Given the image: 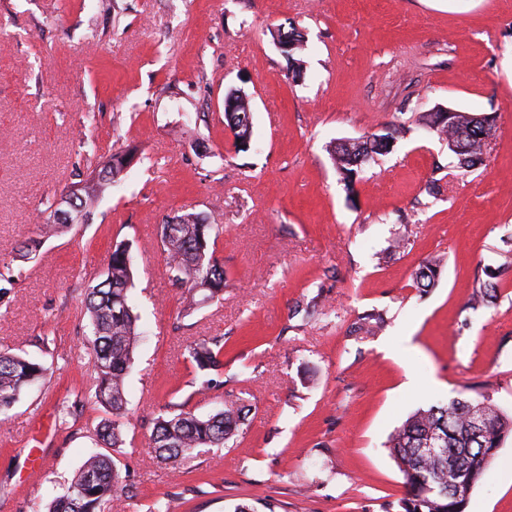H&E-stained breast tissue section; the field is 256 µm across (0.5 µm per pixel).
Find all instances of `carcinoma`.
<instances>
[{"mask_svg": "<svg viewBox=\"0 0 512 512\" xmlns=\"http://www.w3.org/2000/svg\"><path fill=\"white\" fill-rule=\"evenodd\" d=\"M293 42L288 51L292 72L300 74V59L306 41L291 26L277 29L276 41ZM227 127L233 134L237 151L246 149L252 140V104L247 96L237 98L233 111L224 112ZM418 127L450 145L459 168L470 171L481 165L488 141L484 127L467 112H458L443 120L438 112H429L415 119ZM393 133L354 139L334 146L333 159L341 180L352 182L362 167L378 155L390 151ZM137 156L131 145L112 148L97 165L80 174L81 185L72 211L74 224H87L93 219L97 199L119 183L130 171ZM55 202L37 214L38 237L55 236L66 224L55 219ZM176 231L160 233V244L166 255V272L171 285L186 292L184 315L195 312L200 304L218 300L224 294L227 277L224 263L216 255L218 229L204 216L185 212L172 217ZM504 262L487 268L485 277L474 281L468 301L471 309L489 306L497 297L500 283L512 269V236L502 239ZM443 269L442 260L427 258L414 272L416 287L422 291L433 288ZM132 257L128 244L120 242L112 250L103 279L88 283L84 306L90 335L87 350L94 373L92 398L102 406L105 417L90 429L89 438L96 451L82 463L65 489L56 492L47 504V512H112L123 490L121 469L116 454L125 444L128 424L127 377L134 365L139 316L134 312L132 297ZM385 319L377 311L358 318L353 333L370 335L383 327ZM190 361L202 372L197 392L215 387L210 372L220 373L224 367V346L217 339H198L187 347ZM53 374V365L6 347L0 349V413L12 409L20 397L35 386L44 385ZM484 408L483 428L475 432L469 417L473 406ZM245 407L237 402L224 404L214 413H196L179 408L159 416L154 423L151 440L158 458L172 466L198 448H223L237 437L245 424ZM512 438V413L494 403L483 387L465 386L447 402H437L411 413L390 435L387 448L403 476L404 496L399 501L403 512H467L471 491L462 485L448 487V472L454 470L463 478L480 483L492 465L494 448ZM439 440L438 450L425 451L427 442ZM81 488L79 495L71 488Z\"/></svg>", "mask_w": 512, "mask_h": 512, "instance_id": "1", "label": "carcinoma"}]
</instances>
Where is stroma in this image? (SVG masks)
Returning <instances> with one entry per match:
<instances>
[{"mask_svg":"<svg viewBox=\"0 0 512 512\" xmlns=\"http://www.w3.org/2000/svg\"><path fill=\"white\" fill-rule=\"evenodd\" d=\"M289 23L306 40L297 80L274 39ZM231 88L253 103L246 152L224 124ZM442 107L496 115L483 165L463 171L447 143L414 131L415 115ZM390 124L404 133L346 186L331 148ZM85 137L100 154L133 142L146 158L92 223L16 260L36 213L86 167ZM184 211L217 224L230 281L187 317L159 237ZM510 234L512 0H0V273L16 280L0 348L59 366L0 420V512H37L93 449L85 429L103 409L63 428L56 407L92 385L83 276L104 272L120 241L146 331L127 385L124 512L166 498L175 512H399L385 442L411 412L472 384L512 411V274L489 306L467 305ZM400 237L406 250L378 263ZM435 254L445 266L424 295L413 272ZM318 294L324 313L294 317ZM373 309L385 329L352 335ZM199 338L225 344L222 384L204 395L186 353ZM227 399L249 409L243 434L158 462V415ZM469 512H512V440Z\"/></svg>","mask_w":512,"mask_h":512,"instance_id":"obj_1","label":"stroma"}]
</instances>
